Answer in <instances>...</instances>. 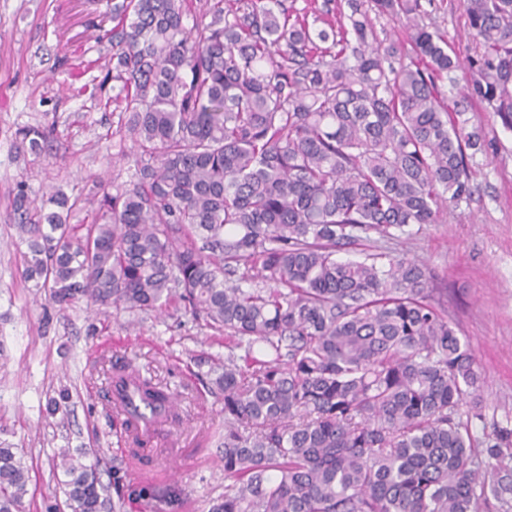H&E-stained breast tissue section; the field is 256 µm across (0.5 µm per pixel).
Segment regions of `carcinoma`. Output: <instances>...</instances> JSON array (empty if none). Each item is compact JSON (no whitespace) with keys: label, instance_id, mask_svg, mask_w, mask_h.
Wrapping results in <instances>:
<instances>
[{"label":"carcinoma","instance_id":"1","mask_svg":"<svg viewBox=\"0 0 512 512\" xmlns=\"http://www.w3.org/2000/svg\"><path fill=\"white\" fill-rule=\"evenodd\" d=\"M113 0L112 73L76 88L121 114L137 168L102 190L95 219L67 222L78 195L12 200L22 275L60 307L190 315L224 336V494L208 512H488L512 495V430L474 445L480 374L430 288L428 269L384 252L472 194L467 151L485 150L474 103L512 128V0H464L472 54L424 23L422 0ZM408 30L379 38L374 18ZM465 86L448 106L440 83ZM62 143L43 126L20 151ZM377 238H372V235ZM112 512H150L133 482L172 395L126 367L112 376ZM68 512H102L97 465L63 451ZM28 472L0 446V512H24Z\"/></svg>","mask_w":512,"mask_h":512}]
</instances>
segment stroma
Returning <instances> with one entry per match:
<instances>
[{"label":"stroma","instance_id":"obj_1","mask_svg":"<svg viewBox=\"0 0 512 512\" xmlns=\"http://www.w3.org/2000/svg\"><path fill=\"white\" fill-rule=\"evenodd\" d=\"M111 2L0 0V442L20 449L29 471L27 512H66L61 449L82 450L102 483H112L119 450L105 404L113 366L129 365L173 393L183 415L164 442L168 454L146 449L134 481L153 484L157 512H169L166 501L178 493L191 512H207L224 492V415L197 361L223 359L222 337L188 316L122 308L97 315L83 300L61 310L22 276L26 246L10 207L19 179L34 195L60 189L91 204L124 190L136 169L118 112L72 91L77 75L99 79L112 66L98 27ZM427 11L428 24L470 54L463 0H433ZM471 118L486 143L470 161L472 195L449 206L441 223L382 250L430 270L449 320L469 343L483 379L470 428L482 441L494 427L512 428V128L478 104ZM31 125L55 126L61 152H18L15 133ZM90 204L72 211L69 223H91ZM63 387L69 406L50 413L48 400Z\"/></svg>","mask_w":512,"mask_h":512}]
</instances>
